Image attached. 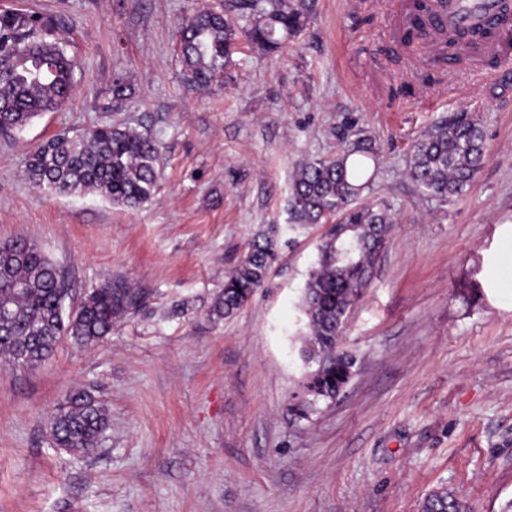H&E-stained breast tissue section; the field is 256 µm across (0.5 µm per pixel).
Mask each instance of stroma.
Masks as SVG:
<instances>
[{
	"label": "stroma",
	"mask_w": 512,
	"mask_h": 512,
	"mask_svg": "<svg viewBox=\"0 0 512 512\" xmlns=\"http://www.w3.org/2000/svg\"><path fill=\"white\" fill-rule=\"evenodd\" d=\"M412 0H318L280 52L240 43L194 86L176 32L192 0H0L67 30L73 96L0 138V241L24 234L73 298L107 279L143 304L93 347L62 339L34 369L0 365V512H420L436 490L465 512L512 503V67L449 64L399 43ZM131 86L112 100L115 77ZM456 112L486 157L468 190L422 195L412 148ZM124 123L160 144L154 198L136 209L40 192L29 150L58 130ZM380 148L363 201L391 228L339 339L358 357L336 401L290 408L303 380L300 298L326 231L292 228L297 168L336 157L341 131ZM277 257L236 315L208 318L226 274L267 226ZM93 391L110 426L87 455L49 419Z\"/></svg>",
	"instance_id": "35a3bbf8"
}]
</instances>
